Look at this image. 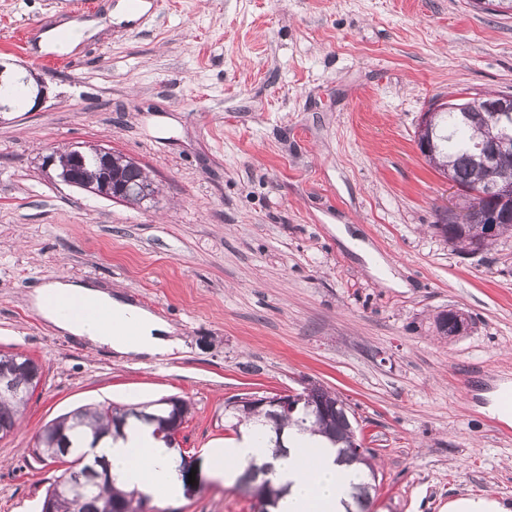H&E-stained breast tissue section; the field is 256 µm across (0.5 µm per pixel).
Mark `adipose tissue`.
<instances>
[{
	"mask_svg": "<svg viewBox=\"0 0 512 512\" xmlns=\"http://www.w3.org/2000/svg\"><path fill=\"white\" fill-rule=\"evenodd\" d=\"M55 297L78 303L83 315L64 314L52 305ZM33 298L43 318L59 330L119 353L161 359L179 345L173 327L163 319L62 275L38 285ZM97 309L111 311L119 325L102 328L90 316ZM91 453L108 462L117 489L136 492L146 502L159 506L182 491L181 459L154 435L151 425L128 422L122 436L102 438ZM263 462L274 466V486L286 489L276 512H345L352 487L361 478L356 466L337 462L335 449L321 437L295 428L288 432L286 455L274 457L262 429L252 423L242 426L238 439L214 450L209 468L214 477L231 482L247 465Z\"/></svg>",
	"mask_w": 512,
	"mask_h": 512,
	"instance_id": "1",
	"label": "adipose tissue"
}]
</instances>
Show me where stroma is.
<instances>
[{"instance_id": "stroma-1", "label": "stroma", "mask_w": 512, "mask_h": 512, "mask_svg": "<svg viewBox=\"0 0 512 512\" xmlns=\"http://www.w3.org/2000/svg\"><path fill=\"white\" fill-rule=\"evenodd\" d=\"M66 0H0V58L37 73V109L0 114V352L42 367L0 439V512H41L61 463L31 448L43 426L97 401L180 397L192 494L146 512H259L210 476L238 397L343 399L372 451L368 512H448L487 497L512 512V425L478 413L512 381V237L455 252L435 224L460 196L421 156L436 101L512 93V12L469 0H161L115 24L89 0L95 35L74 62L41 33ZM99 143L140 162L156 201H110L50 178L44 157ZM355 228L405 282L337 234ZM65 274L172 323L154 361L56 329L33 285ZM472 320L448 341L439 312Z\"/></svg>"}]
</instances>
